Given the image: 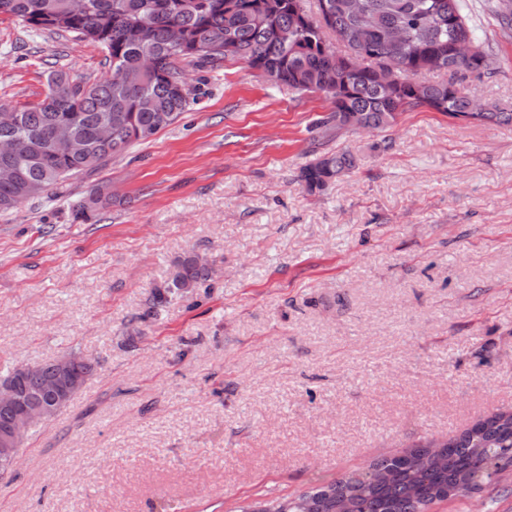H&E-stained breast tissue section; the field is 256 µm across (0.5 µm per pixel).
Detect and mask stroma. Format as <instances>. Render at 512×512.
Instances as JSON below:
<instances>
[{
  "label": "stroma",
  "instance_id": "stroma-1",
  "mask_svg": "<svg viewBox=\"0 0 512 512\" xmlns=\"http://www.w3.org/2000/svg\"><path fill=\"white\" fill-rule=\"evenodd\" d=\"M467 2L494 73L464 84L510 105L512 34ZM58 69L110 72L100 47L0 22V106ZM186 76L199 101L174 124L0 214V367L97 365L0 478V512H235L512 410V125L418 108L342 132L324 148L357 168L311 193L330 99L235 60ZM194 253L209 287L149 315Z\"/></svg>",
  "mask_w": 512,
  "mask_h": 512
}]
</instances>
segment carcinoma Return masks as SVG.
Returning a JSON list of instances; mask_svg holds the SVG:
<instances>
[{
	"label": "carcinoma",
	"mask_w": 512,
	"mask_h": 512,
	"mask_svg": "<svg viewBox=\"0 0 512 512\" xmlns=\"http://www.w3.org/2000/svg\"><path fill=\"white\" fill-rule=\"evenodd\" d=\"M304 0H0V20L31 32H64L99 46L111 74L76 82L64 70L47 81L44 99L0 112V144L12 147L0 168V214L51 195L73 176L131 145L145 142L197 104L193 90L180 93L185 67L215 65L226 58L269 74L266 82L298 95L322 92L332 110L315 122L318 138L346 128L347 113L372 131L392 126L396 115L426 107L451 118L471 110V95L456 77L480 80L493 74L491 53L471 21L466 0H318L321 19L307 17ZM493 14L512 28V0H497ZM348 49L330 46L326 33ZM436 64L449 73L442 82L417 75ZM396 70L387 85L376 70ZM483 119L512 123V106H496ZM66 126L64 139L56 130ZM357 166L349 152L327 153L301 170L309 192L322 191ZM211 277L208 264L188 255L154 295L162 307L174 294H187ZM95 372L83 358L60 373L55 362L17 365L16 402L0 405V433L33 406H53L68 384L80 386ZM427 439L382 457L366 470L291 497H275L240 512H429L499 482L512 470V411H490L459 434ZM441 447L438 453L430 449Z\"/></svg>",
	"instance_id": "cac0c4a2"
}]
</instances>
